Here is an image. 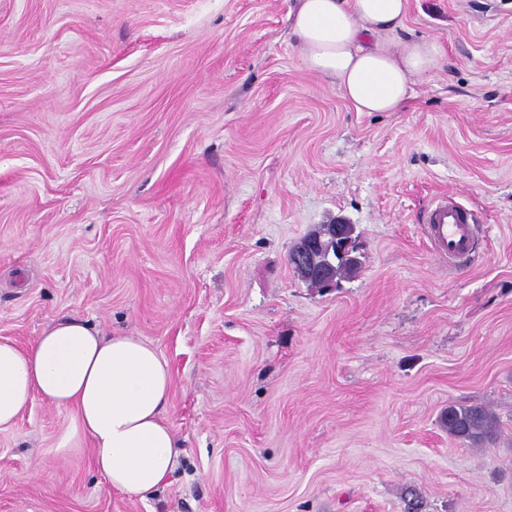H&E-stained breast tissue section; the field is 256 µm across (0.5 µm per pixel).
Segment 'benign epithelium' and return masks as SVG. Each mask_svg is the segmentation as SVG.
Instances as JSON below:
<instances>
[{"label": "benign epithelium", "mask_w": 512, "mask_h": 512, "mask_svg": "<svg viewBox=\"0 0 512 512\" xmlns=\"http://www.w3.org/2000/svg\"><path fill=\"white\" fill-rule=\"evenodd\" d=\"M331 246L345 253L353 251L355 240L346 236L345 224L338 221L326 224L322 228L307 234L300 239L289 251L288 263L299 267L315 279L322 288L336 287L335 277L331 271L333 263L329 260L319 261L325 246Z\"/></svg>", "instance_id": "obj_1"}]
</instances>
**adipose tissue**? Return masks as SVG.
I'll return each instance as SVG.
<instances>
[{
	"instance_id": "1",
	"label": "adipose tissue",
	"mask_w": 512,
	"mask_h": 512,
	"mask_svg": "<svg viewBox=\"0 0 512 512\" xmlns=\"http://www.w3.org/2000/svg\"><path fill=\"white\" fill-rule=\"evenodd\" d=\"M408 0H297L288 14L302 64L337 85L360 112H393L411 82L438 66L425 38L389 50L376 35L401 28ZM167 361L134 336L107 335L77 318L49 326L28 347L0 341V430L33 397L73 410V434L87 439L110 488L146 498L175 471L181 450L165 419Z\"/></svg>"
}]
</instances>
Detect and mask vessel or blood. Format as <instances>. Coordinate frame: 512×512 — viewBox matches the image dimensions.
<instances>
[{
    "label": "vessel or blood",
    "mask_w": 512,
    "mask_h": 512,
    "mask_svg": "<svg viewBox=\"0 0 512 512\" xmlns=\"http://www.w3.org/2000/svg\"><path fill=\"white\" fill-rule=\"evenodd\" d=\"M428 235L433 250L442 256H463L472 248L470 215L453 200H437L428 214Z\"/></svg>",
    "instance_id": "1"
}]
</instances>
